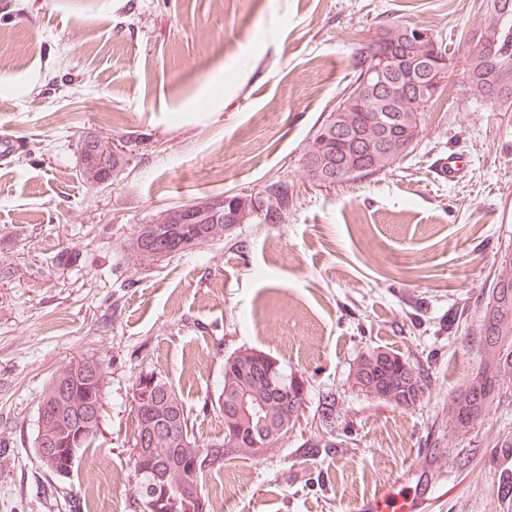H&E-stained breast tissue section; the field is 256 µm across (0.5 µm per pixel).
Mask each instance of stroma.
I'll use <instances>...</instances> for the list:
<instances>
[{"label": "stroma", "instance_id": "35a3bbf8", "mask_svg": "<svg viewBox=\"0 0 512 512\" xmlns=\"http://www.w3.org/2000/svg\"><path fill=\"white\" fill-rule=\"evenodd\" d=\"M482 0H0V512H135L133 391L152 372L204 407L224 360L253 348L336 395V446L286 441L207 475L224 512H356L426 491L421 512H502L488 455L512 400L455 432L448 405L476 372L474 329L512 252V112L472 102L463 23ZM392 24L449 37L447 86L393 170L336 186L302 156L357 52ZM133 143L101 187L80 178L87 133ZM459 160L453 179L439 164ZM288 182L285 223L252 220L158 265L124 247L159 210ZM396 351L423 370L410 409L352 390L356 362ZM109 363L101 431L69 478L32 446L42 389L70 360Z\"/></svg>", "mask_w": 512, "mask_h": 512}]
</instances>
